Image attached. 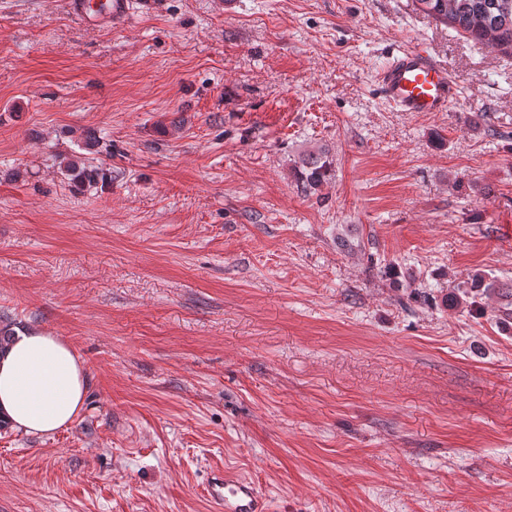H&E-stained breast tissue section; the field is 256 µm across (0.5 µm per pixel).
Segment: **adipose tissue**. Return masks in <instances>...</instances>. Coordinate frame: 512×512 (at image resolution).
<instances>
[{
  "label": "adipose tissue",
  "instance_id": "obj_1",
  "mask_svg": "<svg viewBox=\"0 0 512 512\" xmlns=\"http://www.w3.org/2000/svg\"><path fill=\"white\" fill-rule=\"evenodd\" d=\"M86 392L83 364L61 337L26 330L0 352V416L14 429L53 434L77 417Z\"/></svg>",
  "mask_w": 512,
  "mask_h": 512
}]
</instances>
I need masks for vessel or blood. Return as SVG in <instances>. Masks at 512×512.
Returning a JSON list of instances; mask_svg holds the SVG:
<instances>
[{"mask_svg": "<svg viewBox=\"0 0 512 512\" xmlns=\"http://www.w3.org/2000/svg\"><path fill=\"white\" fill-rule=\"evenodd\" d=\"M68 13L90 28L125 22L133 0H66ZM383 100L400 112H444L457 97L446 68L419 49H402L376 76ZM207 493L214 512H268L265 500L246 479L229 472L213 474Z\"/></svg>", "mask_w": 512, "mask_h": 512, "instance_id": "vessel-or-blood-1", "label": "vessel or blood"}]
</instances>
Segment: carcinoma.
<instances>
[{"label":"carcinoma","mask_w":512,"mask_h":512,"mask_svg":"<svg viewBox=\"0 0 512 512\" xmlns=\"http://www.w3.org/2000/svg\"><path fill=\"white\" fill-rule=\"evenodd\" d=\"M427 15L450 24L494 48L512 54V0H415ZM306 190L316 191L330 169L327 152L321 150L302 160ZM75 181L96 183L103 178L98 169H82L73 162L65 165Z\"/></svg>","instance_id":"carcinoma-1"}]
</instances>
